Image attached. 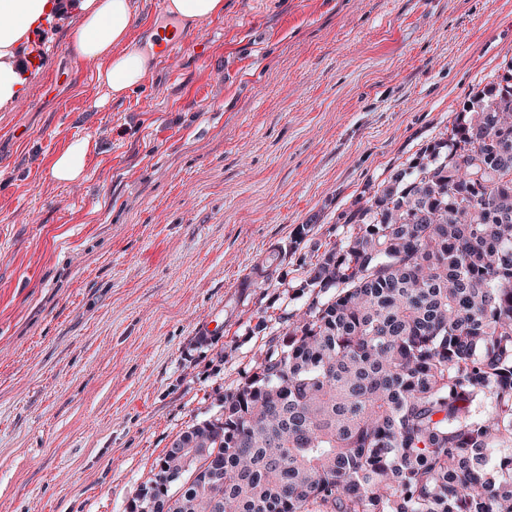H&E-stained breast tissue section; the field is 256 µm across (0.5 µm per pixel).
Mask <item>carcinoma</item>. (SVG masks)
Wrapping results in <instances>:
<instances>
[{
    "mask_svg": "<svg viewBox=\"0 0 512 512\" xmlns=\"http://www.w3.org/2000/svg\"><path fill=\"white\" fill-rule=\"evenodd\" d=\"M508 115L509 71L347 214L288 339L127 512H512Z\"/></svg>",
    "mask_w": 512,
    "mask_h": 512,
    "instance_id": "cac0c4a2",
    "label": "carcinoma"
}]
</instances>
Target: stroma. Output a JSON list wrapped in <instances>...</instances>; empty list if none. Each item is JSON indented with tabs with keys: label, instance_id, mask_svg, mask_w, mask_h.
<instances>
[{
	"label": "stroma",
	"instance_id": "1",
	"mask_svg": "<svg viewBox=\"0 0 512 512\" xmlns=\"http://www.w3.org/2000/svg\"><path fill=\"white\" fill-rule=\"evenodd\" d=\"M79 22L0 110V512H125L306 310L345 213L512 66V0H224L99 107ZM94 147L89 138L72 140L52 160L49 177L57 183H71L84 178L87 159Z\"/></svg>",
	"mask_w": 512,
	"mask_h": 512
}]
</instances>
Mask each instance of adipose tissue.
Here are the masks:
<instances>
[{"instance_id":"obj_1","label":"adipose tissue","mask_w":512,"mask_h":512,"mask_svg":"<svg viewBox=\"0 0 512 512\" xmlns=\"http://www.w3.org/2000/svg\"><path fill=\"white\" fill-rule=\"evenodd\" d=\"M53 0H0V108H12L20 98L25 75L18 53L33 27L50 14ZM81 23L73 32L71 55L92 66L104 99H118L143 84L153 66L130 35L135 26L133 0H79ZM90 139L77 138L53 159L50 178L71 183L85 176Z\"/></svg>"}]
</instances>
